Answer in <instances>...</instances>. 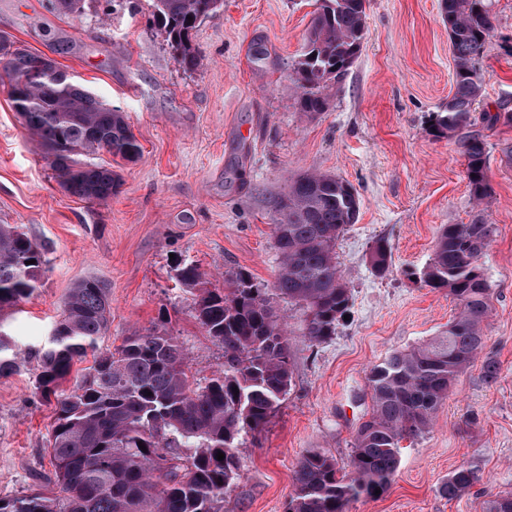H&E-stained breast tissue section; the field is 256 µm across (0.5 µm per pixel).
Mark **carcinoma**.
<instances>
[{
  "instance_id": "obj_1",
  "label": "carcinoma",
  "mask_w": 512,
  "mask_h": 512,
  "mask_svg": "<svg viewBox=\"0 0 512 512\" xmlns=\"http://www.w3.org/2000/svg\"><path fill=\"white\" fill-rule=\"evenodd\" d=\"M220 2L152 0L153 16L183 69L201 66L193 31ZM441 8L455 68L453 90L433 130L456 140L472 199L480 205L492 188L487 143L474 129L473 113L484 84L478 60L494 17L488 0H441ZM366 18V0H315L304 51L290 75L300 111H327L325 90L346 75V62L358 58ZM0 63L14 108L44 148L60 187L91 203L111 199L117 174L81 157L104 151L127 162L140 158L142 147L123 111L49 70L6 34H0ZM359 210L354 187L333 175L305 173L288 184L273 205L279 255L274 287H261L242 269L228 270L224 288L201 289L195 303L201 328L224 347V369L203 386L190 381L182 348L164 318L113 351L101 348L112 317L108 291L95 279L79 282L49 346L34 353L36 394L55 399L48 449L61 494L1 498L0 512H224V493L237 476L246 437L263 430L292 385L287 324L271 300L305 308L302 335L309 342L336 334L351 299L336 243ZM497 231L480 213L468 224L440 228L421 280L448 291L457 314L438 335L392 353L370 370L373 411L356 429L347 466L326 452L304 454L293 472L287 512H349L353 502L388 488L402 442L430 428L438 407L486 345L492 292L480 259ZM371 260L378 274H386L390 245L378 241ZM44 271L42 246L18 225L0 224V312L29 297ZM89 355L92 364L80 382L64 389L73 366ZM23 360L0 336V378L18 371ZM481 484L480 470L462 466L448 475L442 492L454 499ZM489 497L488 512H512L511 494Z\"/></svg>"
}]
</instances>
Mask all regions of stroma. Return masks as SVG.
I'll list each match as a JSON object with an SVG mask.
<instances>
[{
    "mask_svg": "<svg viewBox=\"0 0 512 512\" xmlns=\"http://www.w3.org/2000/svg\"><path fill=\"white\" fill-rule=\"evenodd\" d=\"M439 4L366 0L361 54L328 88L327 111L312 116L300 112L289 76L314 0H224L193 34L204 60L192 72L154 26L151 0H87L77 17L55 11L52 0H0V33L119 107L142 146L133 163L98 153L96 162L120 174L119 192L102 204L78 199L53 179L0 83V224L20 225L47 261L35 292L0 316L14 350L47 345L70 289L94 278L112 307L102 348L167 317L191 380L206 383L223 369L224 350L195 320L198 292L179 282L178 269L199 266L214 288L240 268L272 285L271 203L289 178L332 174L359 194L358 221L336 245L349 317L335 336L312 343L299 333L302 310L273 299L291 328L292 386L267 427L247 438L224 512H287L307 451L347 463L372 412L371 368L435 336L456 312L446 291L420 279L439 227L479 214L498 227L482 258L493 292L483 355L498 363V381L486 385L475 361L429 431L403 449L386 492L360 498L350 512H486L488 492L453 500L440 492L463 465L481 470L489 492L512 494V159L503 152L512 125L483 130L492 195L477 209L458 146L431 128L454 72ZM491 12L479 109L494 113L512 106V0H491ZM61 40L70 48L60 54ZM380 240L392 248L383 275L370 258ZM37 369L32 361L0 378V498L57 490L47 450L55 402L35 395Z\"/></svg>",
    "mask_w": 512,
    "mask_h": 512,
    "instance_id": "35a3bbf8",
    "label": "stroma"
}]
</instances>
